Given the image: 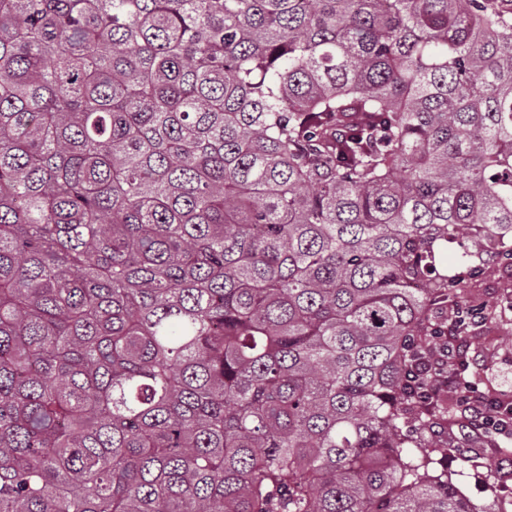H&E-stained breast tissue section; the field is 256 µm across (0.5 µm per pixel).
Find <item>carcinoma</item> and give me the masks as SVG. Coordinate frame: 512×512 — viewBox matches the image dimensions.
<instances>
[{
    "label": "carcinoma",
    "instance_id": "obj_1",
    "mask_svg": "<svg viewBox=\"0 0 512 512\" xmlns=\"http://www.w3.org/2000/svg\"><path fill=\"white\" fill-rule=\"evenodd\" d=\"M491 246L512 0H0V512H500L418 374Z\"/></svg>",
    "mask_w": 512,
    "mask_h": 512
}]
</instances>
